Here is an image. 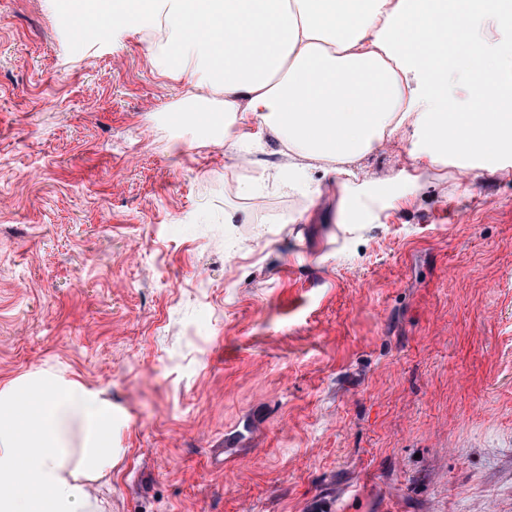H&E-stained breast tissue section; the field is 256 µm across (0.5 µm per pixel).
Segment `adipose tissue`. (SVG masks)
I'll return each instance as SVG.
<instances>
[{"instance_id": "obj_1", "label": "adipose tissue", "mask_w": 512, "mask_h": 512, "mask_svg": "<svg viewBox=\"0 0 512 512\" xmlns=\"http://www.w3.org/2000/svg\"><path fill=\"white\" fill-rule=\"evenodd\" d=\"M64 0L70 22L94 17L102 34L141 35L162 19L152 51L160 75L190 77L224 114V137L271 133L292 162L297 189L308 168L342 177L403 125L431 162L473 170L512 157V53L483 38L512 25V0ZM456 31L465 50L423 56L418 46ZM462 72L485 115L451 107L448 72ZM112 403L103 391L41 370L0 388V512H108L91 484L110 481Z\"/></svg>"}]
</instances>
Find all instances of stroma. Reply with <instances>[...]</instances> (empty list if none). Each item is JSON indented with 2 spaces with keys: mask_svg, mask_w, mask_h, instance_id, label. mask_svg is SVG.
<instances>
[{
  "mask_svg": "<svg viewBox=\"0 0 512 512\" xmlns=\"http://www.w3.org/2000/svg\"><path fill=\"white\" fill-rule=\"evenodd\" d=\"M205 106L139 37L0 0V387L105 390L111 512H512V161L465 179L400 128L355 225Z\"/></svg>",
  "mask_w": 512,
  "mask_h": 512,
  "instance_id": "1",
  "label": "stroma"
}]
</instances>
